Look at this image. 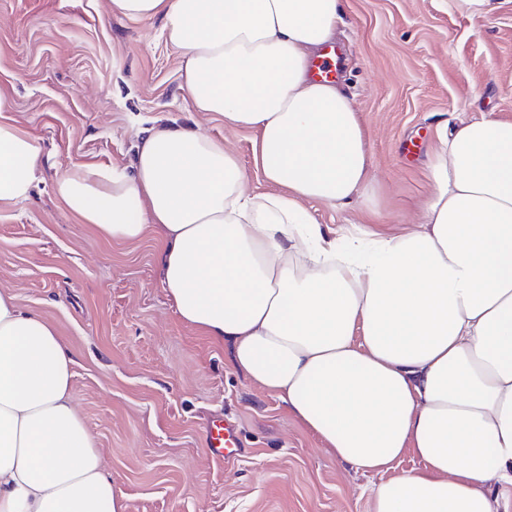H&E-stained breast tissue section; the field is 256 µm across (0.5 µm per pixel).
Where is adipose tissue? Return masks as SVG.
Here are the masks:
<instances>
[{"mask_svg": "<svg viewBox=\"0 0 512 512\" xmlns=\"http://www.w3.org/2000/svg\"><path fill=\"white\" fill-rule=\"evenodd\" d=\"M161 22L198 112L256 131L249 194L223 141L146 128L129 167L75 164L55 195L116 243L158 236L180 318L288 405L338 460L382 474L372 512H512V121L443 131L418 220L326 234L372 187L364 124L339 83L314 79L342 0H109ZM0 204L27 200L41 146L6 119ZM74 359L0 290V512H127L72 400Z\"/></svg>", "mask_w": 512, "mask_h": 512, "instance_id": "obj_1", "label": "adipose tissue"}]
</instances>
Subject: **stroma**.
<instances>
[{
    "instance_id": "35a3bbf8",
    "label": "stroma",
    "mask_w": 512,
    "mask_h": 512,
    "mask_svg": "<svg viewBox=\"0 0 512 512\" xmlns=\"http://www.w3.org/2000/svg\"><path fill=\"white\" fill-rule=\"evenodd\" d=\"M108 0H0V93L35 138L44 180L0 204V290L50 323L74 358L73 403L128 512H371L381 482L340 462L277 398L234 370L223 344L184 323L162 286L161 245L115 244L58 201L69 166H128L137 132L176 124L223 139L245 189L269 192L252 131L197 112L157 21L112 15ZM339 82L369 132L375 194L317 223L370 210L417 219L444 124L512 121V0L490 18L448 0H343ZM234 421L246 451L229 465L203 446L211 418Z\"/></svg>"
}]
</instances>
